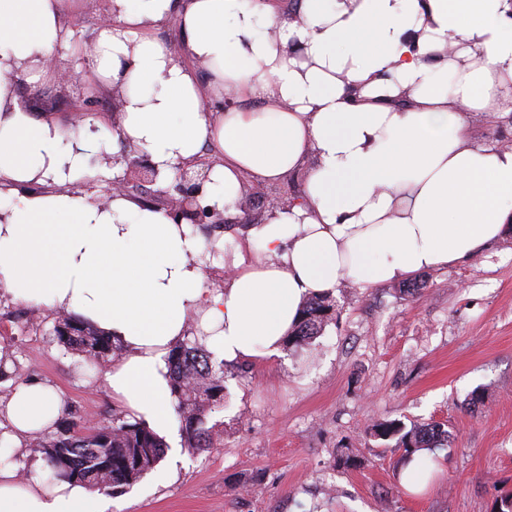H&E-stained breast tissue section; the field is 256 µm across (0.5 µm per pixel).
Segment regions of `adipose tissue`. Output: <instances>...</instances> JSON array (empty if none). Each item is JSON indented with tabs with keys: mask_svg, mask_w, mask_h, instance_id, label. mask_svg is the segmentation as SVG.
Here are the masks:
<instances>
[{
	"mask_svg": "<svg viewBox=\"0 0 512 512\" xmlns=\"http://www.w3.org/2000/svg\"><path fill=\"white\" fill-rule=\"evenodd\" d=\"M74 3L0 0V286L119 343L105 386L166 443L168 357L186 336L228 362L278 357L310 296L465 261L512 229V148L469 133L472 115L512 109V0H296L286 16L277 0H109L86 77L122 91L120 135L162 176L212 146L203 202L229 218L246 183L304 178L237 243L220 288L204 239L166 211L69 189L102 132L17 96L9 73L45 76ZM167 21L179 49L150 34ZM227 97L261 107L205 111ZM64 408L38 379L0 406V512H110L83 485L19 475L26 441Z\"/></svg>",
	"mask_w": 512,
	"mask_h": 512,
	"instance_id": "1",
	"label": "adipose tissue"
}]
</instances>
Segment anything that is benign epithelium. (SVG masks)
<instances>
[{
    "label": "benign epithelium",
    "mask_w": 512,
    "mask_h": 512,
    "mask_svg": "<svg viewBox=\"0 0 512 512\" xmlns=\"http://www.w3.org/2000/svg\"><path fill=\"white\" fill-rule=\"evenodd\" d=\"M48 66L57 73V84L64 88L71 85L79 79V76L71 68H63L57 64L56 60H51ZM100 89L88 86L81 96L79 105L75 106V112L72 114V122L79 124L84 118L90 115L94 107L101 98ZM217 159H200L197 161L199 169L190 170L186 167H178L174 181L166 188L158 190L159 198L162 200V207L166 209L168 215L176 224H181L188 220L193 224H224V213L217 211L208 205H202L201 200L204 195V184L208 179V172L211 170ZM135 167L145 169L142 181L155 184L159 180V170L148 160H130L127 162V169ZM130 178L128 175L117 176L112 179L110 187L106 189L105 196L101 197L102 205L106 206L112 198V193L120 192L126 194L129 192Z\"/></svg>",
    "instance_id": "obj_1"
}]
</instances>
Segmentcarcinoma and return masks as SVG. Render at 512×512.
I'll use <instances>...</instances> for the list:
<instances>
[{"label":"carcinoma","mask_w":512,"mask_h":512,"mask_svg":"<svg viewBox=\"0 0 512 512\" xmlns=\"http://www.w3.org/2000/svg\"><path fill=\"white\" fill-rule=\"evenodd\" d=\"M332 311L329 296L310 297L288 334V344L303 346L321 335L332 320ZM53 339L64 353L77 354L93 366L116 355L111 338L72 315L55 321ZM169 367L185 447L197 452L216 447L221 434L206 427V419L224 404V360L208 350L205 339L194 336L172 349ZM8 380H25V369L14 353L5 350L0 355V382ZM375 433L383 439L399 437L398 443L413 453L437 447L442 430L428 424L406 431L392 421L378 424ZM29 448L45 461L49 481H75L116 494L153 469L163 459L166 445L144 423L131 422L120 414L107 424L87 427L69 412L52 435L35 438Z\"/></svg>","instance_id":"1"}]
</instances>
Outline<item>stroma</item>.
<instances>
[{
	"label": "stroma",
	"mask_w": 512,
	"mask_h": 512,
	"mask_svg": "<svg viewBox=\"0 0 512 512\" xmlns=\"http://www.w3.org/2000/svg\"><path fill=\"white\" fill-rule=\"evenodd\" d=\"M98 14L77 0L61 66H78ZM16 91L37 92L34 114L64 122L79 98L52 79ZM470 126L475 141L512 147L511 111L472 115ZM417 277L414 295L398 282L343 285L333 321L311 344L225 364L224 404L207 418L222 443L162 459L136 488L113 495L112 512H494L512 491V233L466 263ZM3 312L0 332L28 376L55 386L80 423L109 422L118 407L100 370L52 340L55 311L0 288ZM393 420L436 423L448 437L422 493L400 482L404 448L372 434Z\"/></svg>",
	"instance_id": "1"
}]
</instances>
